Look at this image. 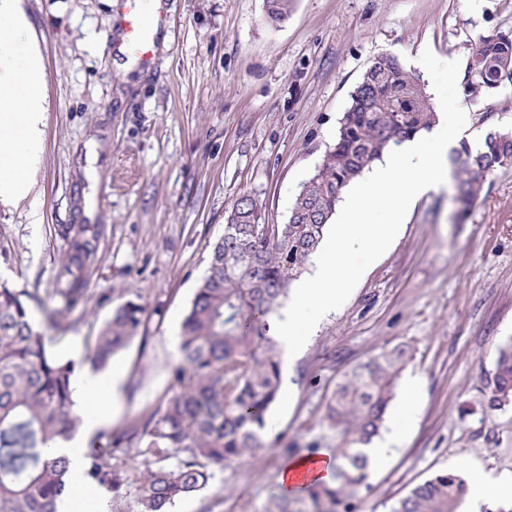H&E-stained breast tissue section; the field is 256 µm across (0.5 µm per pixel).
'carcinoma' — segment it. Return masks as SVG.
I'll return each instance as SVG.
<instances>
[{
  "label": "carcinoma",
  "instance_id": "obj_1",
  "mask_svg": "<svg viewBox=\"0 0 512 512\" xmlns=\"http://www.w3.org/2000/svg\"><path fill=\"white\" fill-rule=\"evenodd\" d=\"M292 0H266L270 24L285 22ZM512 82V34L485 38L468 60V95L491 94ZM418 77L392 56L375 58L351 94L336 143L302 186L288 223L262 224L261 208L240 196L214 240L205 276L186 310L180 358L169 370L173 394L119 432L101 433L84 455V480L110 493V512H126L134 495L137 512H169L175 503L208 486L210 466L240 459L265 447L267 415L281 385L280 360L270 335L271 319L293 280L310 263L324 238L341 192L392 147L435 122ZM458 181L457 203L465 214L485 178L512 164V128L489 127L483 148L467 143L450 157ZM266 233H260L262 227ZM79 224L55 294L69 306L95 238ZM32 296L0 282V512H59L68 490L70 459L52 448L70 440L80 417L71 399L76 364L48 347L28 316ZM145 307L120 303L94 336L86 360L94 368L146 331ZM410 347L398 344L344 373L326 404L336 429L335 480L305 487L307 512H358L359 489L369 469L365 446L379 436ZM512 406V342L499 348L491 410ZM115 448H134L143 464L112 461ZM464 480L435 473L399 499L391 512H460Z\"/></svg>",
  "mask_w": 512,
  "mask_h": 512
}]
</instances>
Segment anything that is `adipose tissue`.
<instances>
[{
  "label": "adipose tissue",
  "mask_w": 512,
  "mask_h": 512,
  "mask_svg": "<svg viewBox=\"0 0 512 512\" xmlns=\"http://www.w3.org/2000/svg\"><path fill=\"white\" fill-rule=\"evenodd\" d=\"M38 46L19 0H0V204L18 205L34 187V172L44 141L46 92L35 74ZM120 369L111 377L92 372L71 380L76 405L86 407L87 429H95L104 415L94 403L117 398Z\"/></svg>",
  "instance_id": "1"
}]
</instances>
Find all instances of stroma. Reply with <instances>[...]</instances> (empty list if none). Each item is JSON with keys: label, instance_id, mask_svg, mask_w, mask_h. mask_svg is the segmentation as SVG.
<instances>
[{"label": "stroma", "instance_id": "1", "mask_svg": "<svg viewBox=\"0 0 512 512\" xmlns=\"http://www.w3.org/2000/svg\"><path fill=\"white\" fill-rule=\"evenodd\" d=\"M146 61L112 66L117 0H23L47 90L36 209L0 206V279L35 294L32 322L49 348L84 363L87 342L121 302H140L147 330L118 353L120 431L170 395L179 328L211 243L243 195L284 224L303 184L333 146L370 63L391 55L425 90L418 58L467 63L484 37L512 33V0H294L285 23L264 0H173ZM453 181L421 198L348 300L282 366L267 448L214 468L207 489L173 512H265L284 464L331 454L325 404L355 365L398 344L413 354L376 444L360 512H390L434 473L512 476V406L486 394L499 347L512 340V166L487 176L457 222ZM98 227L81 273L83 301L53 290L69 225ZM62 314L64 331L47 328Z\"/></svg>", "mask_w": 512, "mask_h": 512}]
</instances>
